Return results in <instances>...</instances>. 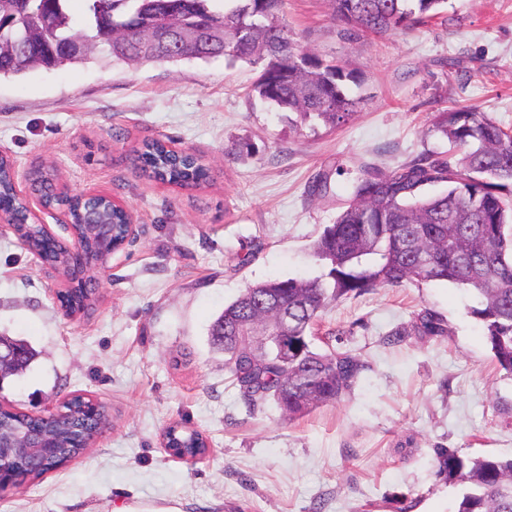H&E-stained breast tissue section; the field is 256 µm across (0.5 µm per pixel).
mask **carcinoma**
<instances>
[{"instance_id": "carcinoma-1", "label": "carcinoma", "mask_w": 512, "mask_h": 512, "mask_svg": "<svg viewBox=\"0 0 512 512\" xmlns=\"http://www.w3.org/2000/svg\"><path fill=\"white\" fill-rule=\"evenodd\" d=\"M68 0H0V78L28 68L53 69L91 59L70 50L83 36L115 61L178 63L223 57L258 70L252 91L301 121L335 127L359 107L344 82L353 73L334 60L301 48L282 19L285 0H234L217 13L209 0H87L82 30L71 25ZM449 0H333V18L345 33L396 34L447 8ZM201 34L184 39L190 29ZM449 144L445 158L422 155L389 172L364 166L350 185L347 207L325 227L314 244L323 265L312 279L288 278L249 286L214 320L212 344L222 350L232 381L252 407L274 402L288 417L336 404L348 397L365 364L349 350L324 351L314 329L333 302L376 288L417 287L445 281L477 299L470 314L481 324L492 357L512 377V132L476 105L452 106L433 125ZM135 166L148 176L179 187L207 183L208 169L191 153L171 150L161 140L143 143ZM56 171L33 174L45 204L62 202L54 192ZM445 188L435 194L426 189ZM0 210L17 228V238L42 262L66 276V255L33 223L26 201L12 182V161L0 157ZM71 217L90 215L112 225L113 239H124L127 216L106 197L69 205ZM74 313L93 308L88 288L60 294ZM443 319L427 312L394 332L442 336ZM288 337V357L280 356ZM15 349L7 375L26 371L38 356L27 342L0 336ZM110 424L109 410L96 419L73 398L54 418L0 415V435L30 434L50 445L49 465L62 468L83 454ZM168 447L178 455L203 456L208 441L196 428L169 426ZM440 470L461 487L457 512H512V457H465L437 449Z\"/></svg>"}]
</instances>
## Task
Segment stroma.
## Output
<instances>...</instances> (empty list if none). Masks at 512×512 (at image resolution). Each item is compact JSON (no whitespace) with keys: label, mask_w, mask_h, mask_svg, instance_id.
<instances>
[{"label":"stroma","mask_w":512,"mask_h":512,"mask_svg":"<svg viewBox=\"0 0 512 512\" xmlns=\"http://www.w3.org/2000/svg\"><path fill=\"white\" fill-rule=\"evenodd\" d=\"M300 46L339 61L360 106L328 128L250 92L256 73L224 58L131 65L95 57L0 80V153L19 172L54 163L71 192L132 208L137 235L101 271L94 311L66 316L60 278L0 225V334L37 350L0 385L23 412L80 393L112 421L89 449L42 480L0 492V512H456L459 486L437 448L512 456V379L498 371L472 297L445 282L380 288L330 306L318 347L367 369L350 396L288 418L250 407L209 328L247 286L315 277L312 246L349 200L355 168L381 171L444 155L434 133L451 105H479L512 130V0H451L394 35L350 37L330 0H287ZM163 138L210 170L201 188L143 176L133 151ZM239 149L235 160L226 154ZM327 175L325 196L310 195ZM432 311L441 336L389 334ZM206 431L190 462L161 445L173 423Z\"/></svg>","instance_id":"stroma-1"}]
</instances>
